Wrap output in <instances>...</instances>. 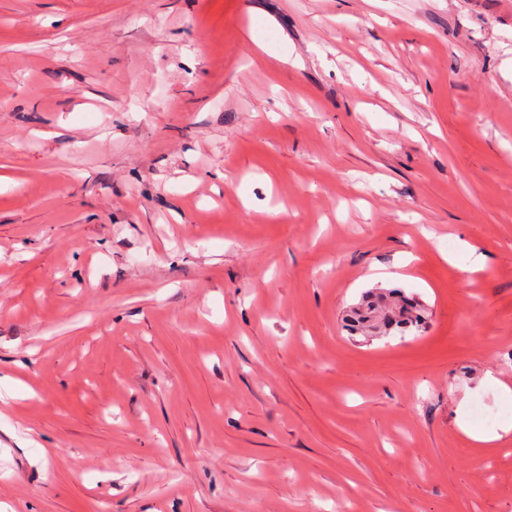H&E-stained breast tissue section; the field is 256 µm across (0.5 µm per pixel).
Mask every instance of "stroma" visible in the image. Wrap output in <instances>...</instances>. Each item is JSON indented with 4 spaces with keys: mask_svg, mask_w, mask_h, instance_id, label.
<instances>
[{
    "mask_svg": "<svg viewBox=\"0 0 512 512\" xmlns=\"http://www.w3.org/2000/svg\"><path fill=\"white\" fill-rule=\"evenodd\" d=\"M500 380L512 0H0V512H512ZM375 290L378 291H375L372 296H375L376 301L365 300L364 304L354 311L355 316L350 320L353 324L348 325L351 327V334L364 336L363 331L366 330L369 322L373 321L374 314L379 310L382 300L387 296L386 292L381 289ZM388 296L401 297V299L398 300L401 304L395 307V310L392 311V315L384 319L382 326L386 333L385 336L389 335L390 332L395 329L399 330L401 333H404L411 327L419 329L422 325L420 304L398 293H389ZM460 431L463 436L473 445L484 446L496 444L509 437L512 432V425H506L500 428V431H481L476 430L465 422H460Z\"/></svg>",
    "mask_w": 512,
    "mask_h": 512,
    "instance_id": "obj_1",
    "label": "stroma"
}]
</instances>
